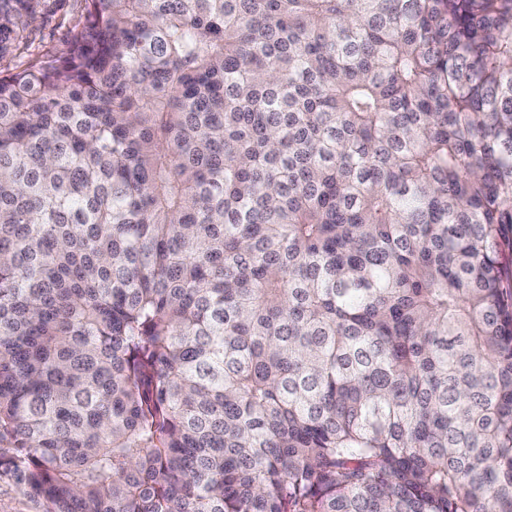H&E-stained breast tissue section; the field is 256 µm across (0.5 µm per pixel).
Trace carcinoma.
<instances>
[{"instance_id":"carcinoma-1","label":"carcinoma","mask_w":512,"mask_h":512,"mask_svg":"<svg viewBox=\"0 0 512 512\" xmlns=\"http://www.w3.org/2000/svg\"><path fill=\"white\" fill-rule=\"evenodd\" d=\"M84 2L0 71V479L512 512V0Z\"/></svg>"}]
</instances>
